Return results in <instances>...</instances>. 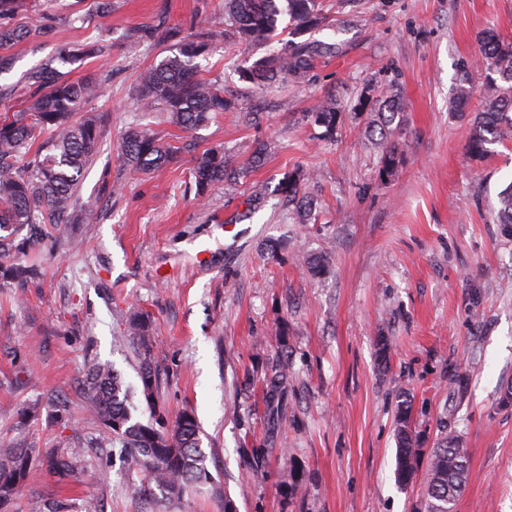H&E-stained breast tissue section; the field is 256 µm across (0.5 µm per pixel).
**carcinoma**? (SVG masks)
Returning a JSON list of instances; mask_svg holds the SVG:
<instances>
[{"label":"carcinoma","instance_id":"cac0c4a2","mask_svg":"<svg viewBox=\"0 0 512 512\" xmlns=\"http://www.w3.org/2000/svg\"><path fill=\"white\" fill-rule=\"evenodd\" d=\"M228 25L241 40L253 44H277L267 56L249 66L237 68L239 80L254 91H263L280 81L301 82L320 59L334 53L331 44L297 40L309 31L328 25L320 0H224ZM292 39L276 41L283 17ZM41 31L0 29V47L36 37ZM483 69L495 74L483 91L484 108L475 115L468 151L474 157L489 152V145L512 138V42L493 30L479 35ZM107 45L98 41L77 50L64 48L59 61L73 64L89 55H102ZM209 52L203 33L185 37L172 54L140 75L134 101L139 112L167 113L169 120L187 131L205 125L216 114L236 112L239 98L226 95L199 77V59ZM31 103L20 112L0 118V257L22 253L34 238L48 235V227L61 224H88L92 209L79 201L81 179L99 152L103 119L97 115L75 119L85 102L102 97L106 89L88 77L69 81L52 64L31 71L26 80ZM358 108L372 114L370 127L386 136L399 112L404 110L395 94L376 100L358 97ZM336 100L325 98L314 112L312 124L322 128L320 137L331 140L339 122ZM48 134L33 152L35 130ZM174 149L161 146L145 130L130 129L123 139L119 159L133 175L155 170L173 159ZM247 170L230 162L221 149H209L195 157L192 175L197 195L205 197L217 182L237 183ZM306 174L288 173L278 185L280 194L295 204L298 220L311 219V204L301 195ZM498 224L512 226V183L498 194L495 211ZM28 234H23V231ZM38 275V269L22 262L0 263V280L24 283ZM129 335L139 342L141 356L138 377L147 406L154 405L156 370L149 354L150 325L141 315L128 321ZM288 366L273 362L263 382L270 397L283 389ZM84 405L100 423L104 437L117 440L126 450L129 466L147 473L139 494L154 495L162 490L167 499L179 500L187 491L208 483L206 453L201 431L193 412L185 410L171 431H163L133 419L127 405L128 387L109 364H95L84 385ZM411 405L404 400L397 409L396 477L401 484L421 479L423 502L415 512H455L458 497L466 486L469 454L461 438L448 434L432 449L425 471H420L423 449L411 425ZM43 454L42 464L54 473L68 476L81 466L78 448H52L42 451L14 440L0 444V506L12 503L31 476L32 457Z\"/></svg>","mask_w":512,"mask_h":512}]
</instances>
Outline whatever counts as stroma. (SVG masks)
<instances>
[{
    "label": "stroma",
    "instance_id": "stroma-1",
    "mask_svg": "<svg viewBox=\"0 0 512 512\" xmlns=\"http://www.w3.org/2000/svg\"><path fill=\"white\" fill-rule=\"evenodd\" d=\"M25 0L0 27L40 28L1 53L0 116L25 107V75L61 48L108 30L109 52L70 65L71 78H106L108 96L84 105L108 120L80 186L97 218L52 230L30 248L37 277L0 282V438L38 448H79L75 476L35 467L10 512H413L421 481L394 477L396 410L411 399V428L431 450L455 431L469 452L456 512H512V227L496 223L497 195L512 183V141L469 155L470 112L481 105L479 32L512 40V0H322L332 43L301 85L242 98L260 124L227 112L186 131L166 115L142 116L141 72L181 37L204 30L213 50L201 77L237 93L236 66L267 53L235 40L224 0ZM167 40L152 37L153 28ZM138 42H130V33ZM472 85L466 113L450 111L457 86ZM340 105L336 138L303 121L327 91ZM393 92L404 112L390 127L399 145L381 171L379 137L355 114L360 94ZM148 128L176 157L130 177L119 160L130 127ZM263 165L240 183L198 198L193 158L224 149ZM316 220L291 221L278 183L295 169ZM325 274L313 275V260ZM152 325L159 373L154 407L138 378L131 314ZM288 388L271 424L262 379L276 358ZM109 363L131 386L133 417L172 429L192 410L203 431L211 479L168 502L140 496L142 472L121 446L98 447L81 381Z\"/></svg>",
    "mask_w": 512,
    "mask_h": 512
}]
</instances>
